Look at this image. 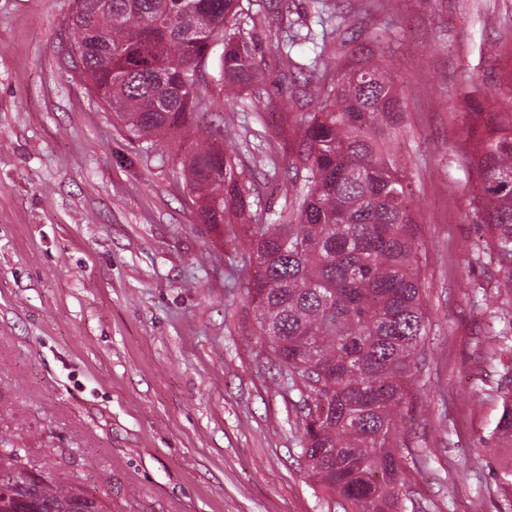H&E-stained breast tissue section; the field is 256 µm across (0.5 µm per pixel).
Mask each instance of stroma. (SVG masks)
<instances>
[{
    "label": "stroma",
    "mask_w": 512,
    "mask_h": 512,
    "mask_svg": "<svg viewBox=\"0 0 512 512\" xmlns=\"http://www.w3.org/2000/svg\"><path fill=\"white\" fill-rule=\"evenodd\" d=\"M317 0L289 16L325 37L292 50L348 51L396 70L407 104L396 145L415 188L428 313L426 363L399 431L417 454L416 512H512V450L492 441L497 380L512 365L492 236L470 221L471 105L512 91V0ZM75 0H0V452L97 495L107 512H340L301 459L297 392L247 312L240 257L214 238L180 168L187 143L130 139L73 68ZM250 33L269 65L262 97L215 92V45L193 122L234 147L258 187L257 217L287 206L265 180L289 143L270 138L266 98L289 118L276 66L278 15ZM359 11L365 31L347 27Z\"/></svg>",
    "instance_id": "35a3bbf8"
}]
</instances>
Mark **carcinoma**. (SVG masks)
<instances>
[{
    "label": "carcinoma",
    "instance_id": "carcinoma-1",
    "mask_svg": "<svg viewBox=\"0 0 512 512\" xmlns=\"http://www.w3.org/2000/svg\"><path fill=\"white\" fill-rule=\"evenodd\" d=\"M249 18L242 0H77L76 63L133 138L173 130L190 141L184 171L202 223L222 234L239 221L225 242L247 248L249 309L298 393L310 475L343 512H406L412 472L398 419L413 409L427 314L414 188L391 147L406 112L399 81L390 65L353 56L313 91L296 84L294 71L326 63L320 53L306 64L291 57L308 35L282 18V81L317 99L319 112L290 124L279 102L266 101L272 136L291 142L287 163L271 167L290 204L260 222L234 152L189 121L215 44L224 46L222 90L260 92L266 63L244 32ZM470 119L476 148L463 166L477 182L472 214L493 237L497 288L512 296V97L477 106ZM498 392L493 436L512 443L511 377ZM29 474L18 454L0 455V512H69L79 494L84 512H102L82 489Z\"/></svg>",
    "mask_w": 512,
    "mask_h": 512
}]
</instances>
